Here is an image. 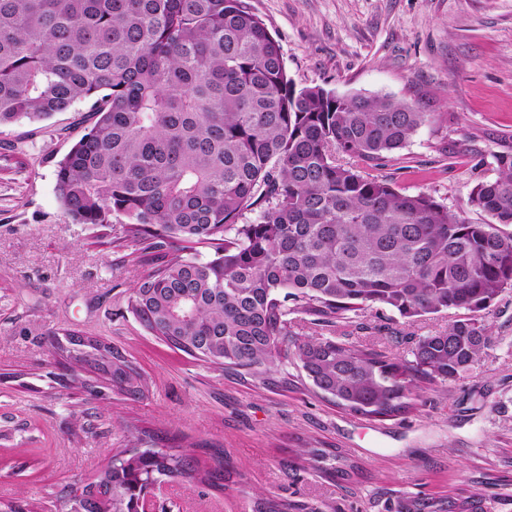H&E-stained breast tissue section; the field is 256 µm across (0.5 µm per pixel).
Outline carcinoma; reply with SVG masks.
Segmentation results:
<instances>
[{
  "label": "carcinoma",
  "mask_w": 512,
  "mask_h": 512,
  "mask_svg": "<svg viewBox=\"0 0 512 512\" xmlns=\"http://www.w3.org/2000/svg\"><path fill=\"white\" fill-rule=\"evenodd\" d=\"M90 103V130L56 168L64 215L122 218L141 255L164 253L128 297L146 332L265 383L293 349L313 385L379 420L417 409L425 384L469 371L492 343L484 317L512 290V153L473 201L475 224L379 169L439 114L389 95L296 89L246 0H0V125ZM356 160L342 164L336 156ZM255 217L243 222L246 211ZM214 251L198 257L197 247ZM468 317L414 340L413 359L302 335L351 315ZM112 389L144 395L112 346L64 347ZM168 448H127L70 491L65 512H138L149 481L206 483ZM397 512H448L401 501Z\"/></svg>",
  "instance_id": "obj_1"
}]
</instances>
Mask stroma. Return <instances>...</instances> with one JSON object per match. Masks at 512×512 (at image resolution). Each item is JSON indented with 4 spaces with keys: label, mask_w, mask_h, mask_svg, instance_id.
<instances>
[{
    "label": "stroma",
    "mask_w": 512,
    "mask_h": 512,
    "mask_svg": "<svg viewBox=\"0 0 512 512\" xmlns=\"http://www.w3.org/2000/svg\"><path fill=\"white\" fill-rule=\"evenodd\" d=\"M278 41L295 87L390 95L437 112L383 168L406 193L425 192L475 223L473 189L512 152V0H247ZM84 104L46 120L0 126V502L55 512L124 448L186 446L212 484L163 488L165 512H395L406 499L448 512H512V290L486 315L493 341L469 371L434 387L416 411L372 420L336 406L300 364L279 362L262 384L176 350L128 309L145 266L124 226L74 224L55 169L86 131ZM29 155L32 163L17 166ZM451 310L408 322L367 314L323 336L410 358V337L447 329ZM93 336L142 375V398L113 392L52 347ZM313 448L356 464L329 474Z\"/></svg>",
    "instance_id": "obj_1"
}]
</instances>
